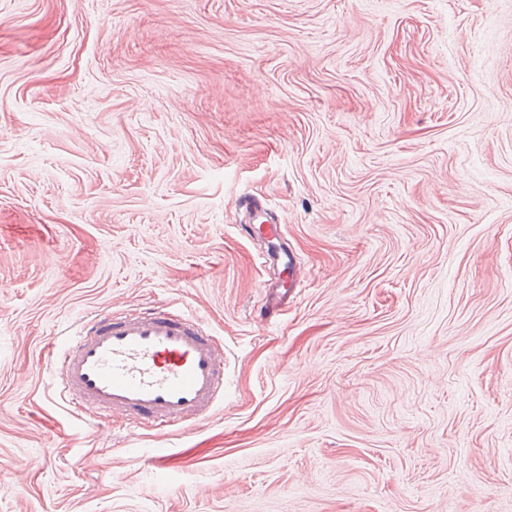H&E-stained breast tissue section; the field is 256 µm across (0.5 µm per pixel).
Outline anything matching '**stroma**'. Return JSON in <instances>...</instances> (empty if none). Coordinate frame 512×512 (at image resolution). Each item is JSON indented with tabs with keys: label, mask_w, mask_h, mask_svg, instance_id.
<instances>
[{
	"label": "stroma",
	"mask_w": 512,
	"mask_h": 512,
	"mask_svg": "<svg viewBox=\"0 0 512 512\" xmlns=\"http://www.w3.org/2000/svg\"><path fill=\"white\" fill-rule=\"evenodd\" d=\"M147 305L224 344L167 435L47 366ZM0 512H512V0H0Z\"/></svg>",
	"instance_id": "1"
}]
</instances>
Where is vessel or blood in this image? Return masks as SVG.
Segmentation results:
<instances>
[{
  "instance_id": "vessel-or-blood-1",
  "label": "vessel or blood",
  "mask_w": 512,
  "mask_h": 512,
  "mask_svg": "<svg viewBox=\"0 0 512 512\" xmlns=\"http://www.w3.org/2000/svg\"><path fill=\"white\" fill-rule=\"evenodd\" d=\"M48 364L78 414L167 433L207 419L224 393L222 348L195 316L167 307L91 315Z\"/></svg>"
}]
</instances>
